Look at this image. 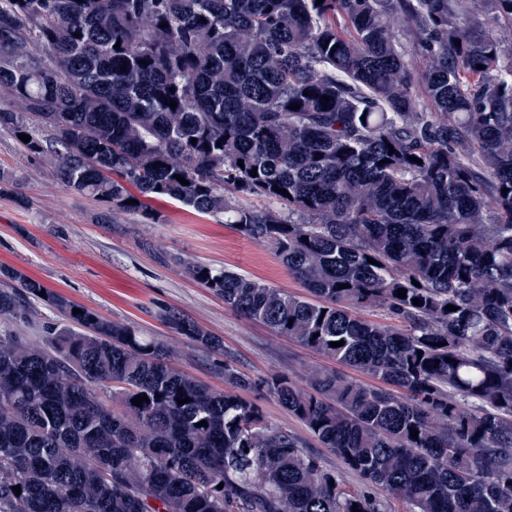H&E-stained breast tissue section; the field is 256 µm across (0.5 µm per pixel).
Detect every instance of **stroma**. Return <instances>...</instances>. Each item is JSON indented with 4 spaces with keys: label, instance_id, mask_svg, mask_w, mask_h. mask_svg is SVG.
<instances>
[{
    "label": "stroma",
    "instance_id": "35a3bbf8",
    "mask_svg": "<svg viewBox=\"0 0 512 512\" xmlns=\"http://www.w3.org/2000/svg\"><path fill=\"white\" fill-rule=\"evenodd\" d=\"M152 206L160 215L154 224L141 223L134 214L110 213L106 203L66 186L56 165L30 155L13 134L0 131V266L18 269L105 318L134 323L143 335L169 346L179 368L219 390L225 387L228 360L251 376L279 372L299 381L310 367H330V360L226 307L176 263L187 258L300 293L267 246L223 217L160 200ZM168 308L222 338L223 354L198 349L173 333L162 317ZM260 405L326 468L359 486V477L275 399L262 398Z\"/></svg>",
    "mask_w": 512,
    "mask_h": 512
}]
</instances>
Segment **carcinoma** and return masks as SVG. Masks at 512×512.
Segmentation results:
<instances>
[{"mask_svg":"<svg viewBox=\"0 0 512 512\" xmlns=\"http://www.w3.org/2000/svg\"><path fill=\"white\" fill-rule=\"evenodd\" d=\"M395 21L417 34L413 51ZM500 25L512 28V0H0V95L21 108H0V130L30 136L27 153L58 159L67 186L115 213L152 223L144 199L159 198L224 216L310 298L174 258L184 273L378 380L315 368L302 388L226 360L229 390H217L135 325L1 270L19 287L0 289V321L25 319L30 299L60 320L39 343L0 330V512H392L393 499L408 512H512V51ZM374 307L391 323L354 314ZM164 321L224 353L180 311ZM255 392L363 488L270 422ZM258 403L271 422L292 431L300 437L305 449L319 455L322 458L323 465L327 469L339 472L350 486L357 487L360 485V478L356 474L348 471L342 461L334 453L327 448H323L320 442L314 438L300 422L292 418L288 414V411L282 408L275 399L264 397L259 400Z\"/></svg>","mask_w":512,"mask_h":512,"instance_id":"carcinoma-1","label":"carcinoma"}]
</instances>
